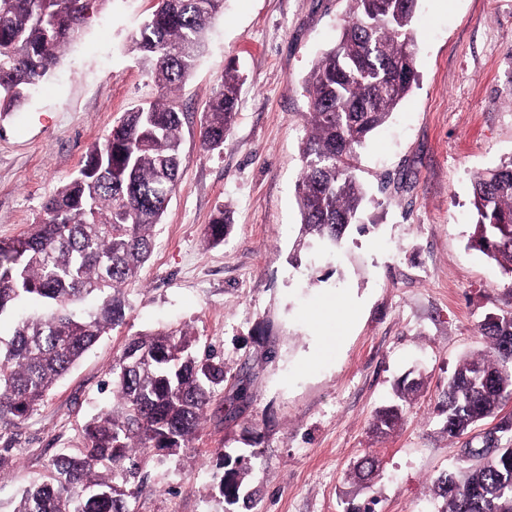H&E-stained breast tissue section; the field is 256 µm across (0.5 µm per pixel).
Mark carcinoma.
Masks as SVG:
<instances>
[{"label":"carcinoma","mask_w":512,"mask_h":512,"mask_svg":"<svg viewBox=\"0 0 512 512\" xmlns=\"http://www.w3.org/2000/svg\"><path fill=\"white\" fill-rule=\"evenodd\" d=\"M108 0H0V112L24 103L30 89L57 65L59 50L82 25V3ZM335 45L315 61L304 91L309 133L296 184L301 222L297 250L342 247L369 191L358 178V151L392 116L417 79L412 21L417 0H350ZM224 0H160L128 38V51L147 71L161 98L127 110L95 145L78 173L45 202L46 218L20 236L0 241V318L19 303L30 311L11 337H0V432L17 428L72 366L125 318V288L153 247V230L180 171L181 119L167 93L203 55L211 20ZM240 91L234 65L224 70L203 123V145L224 143ZM469 243L512 278V159L477 173ZM229 217L219 210L207 236L224 238ZM486 350L459 363L439 409L450 438L496 415L512 400V312L480 324ZM224 383V362L199 357L191 335L164 329L132 338L112 365L117 408L87 423L77 454L48 462V480L22 494L16 512H128L122 486L135 477L136 452L176 451L198 432L205 410ZM406 395L378 411L385 434L402 421ZM460 466L435 482L448 512H512V421L503 420L475 448L460 449ZM380 463L366 455L357 482ZM247 473L231 469L221 492L246 508L256 505Z\"/></svg>","instance_id":"obj_1"}]
</instances>
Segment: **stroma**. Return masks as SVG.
I'll return each mask as SVG.
<instances>
[{
  "label": "stroma",
  "instance_id": "35a3bbf8",
  "mask_svg": "<svg viewBox=\"0 0 512 512\" xmlns=\"http://www.w3.org/2000/svg\"><path fill=\"white\" fill-rule=\"evenodd\" d=\"M154 0L90 11L55 70L0 114V241L38 223L50 193L82 167L131 106L157 90L127 35ZM348 0H225L204 57L176 99L180 180L154 249L125 292L126 317L0 435V512H15L49 459L77 453L116 406L104 386L130 338L188 329L224 362L198 434L171 456L138 457L130 512H239L219 490L248 460L256 512H445L433 492L472 434L448 437L438 402L461 359L483 349L486 316L512 311V279L468 245L471 180L512 158V0H418L417 81L357 155L371 201L340 253L297 251L295 184L307 131L303 80L336 41ZM244 76L223 145L202 144L206 103L229 63ZM231 226L212 243L218 210ZM341 299L344 317H319ZM418 378L403 420L377 411ZM381 460L369 487L350 472ZM406 402V394L403 393L399 396V402L379 410L373 424L374 429L381 434H387L388 431L394 430L402 421L403 407Z\"/></svg>",
  "mask_w": 512,
  "mask_h": 512
}]
</instances>
